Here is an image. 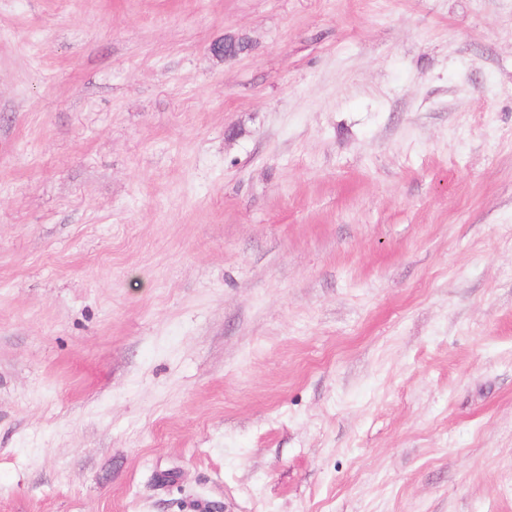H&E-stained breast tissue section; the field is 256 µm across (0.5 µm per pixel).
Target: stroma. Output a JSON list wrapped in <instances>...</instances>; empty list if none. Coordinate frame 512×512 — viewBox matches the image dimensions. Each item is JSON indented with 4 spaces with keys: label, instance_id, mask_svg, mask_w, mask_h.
Instances as JSON below:
<instances>
[{
    "label": "stroma",
    "instance_id": "stroma-1",
    "mask_svg": "<svg viewBox=\"0 0 512 512\" xmlns=\"http://www.w3.org/2000/svg\"><path fill=\"white\" fill-rule=\"evenodd\" d=\"M0 512H512V0H0Z\"/></svg>",
    "mask_w": 512,
    "mask_h": 512
}]
</instances>
